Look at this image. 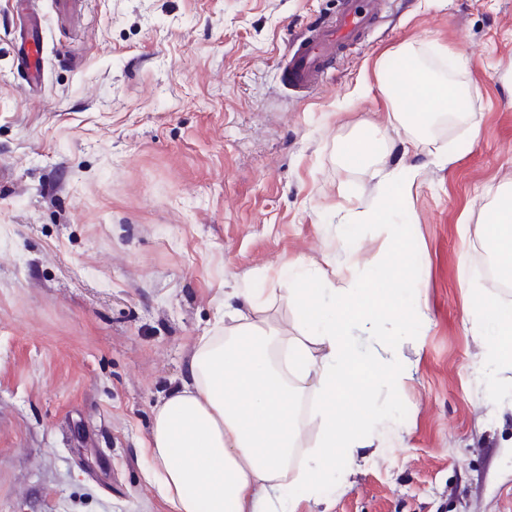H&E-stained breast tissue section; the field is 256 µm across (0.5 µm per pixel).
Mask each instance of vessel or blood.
Masks as SVG:
<instances>
[{
    "label": "vessel or blood",
    "mask_w": 512,
    "mask_h": 512,
    "mask_svg": "<svg viewBox=\"0 0 512 512\" xmlns=\"http://www.w3.org/2000/svg\"><path fill=\"white\" fill-rule=\"evenodd\" d=\"M382 0H345L334 21L320 26L311 37L293 43L287 79L291 87L312 90L344 47L369 29L381 10Z\"/></svg>",
    "instance_id": "vessel-or-blood-1"
}]
</instances>
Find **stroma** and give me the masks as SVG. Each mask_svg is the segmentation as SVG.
I'll list each match as a JSON object with an SVG mask.
<instances>
[{
  "label": "stroma",
  "mask_w": 512,
  "mask_h": 512,
  "mask_svg": "<svg viewBox=\"0 0 512 512\" xmlns=\"http://www.w3.org/2000/svg\"><path fill=\"white\" fill-rule=\"evenodd\" d=\"M43 15V77L0 0V512H171L145 478L151 409L225 300L253 288L283 334L289 257L337 287L396 271L430 314L376 386L396 430L354 467L290 487L301 512H512V367L490 372L469 312L512 301L479 276L512 184V0H383L319 87L283 75L339 0H82ZM460 92L461 118L401 125L383 91L401 46ZM375 125L374 157L341 147ZM413 180L381 213L387 173ZM468 263H461V251Z\"/></svg>",
  "instance_id": "1"
}]
</instances>
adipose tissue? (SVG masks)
<instances>
[{
    "instance_id": "obj_1",
    "label": "adipose tissue",
    "mask_w": 512,
    "mask_h": 512,
    "mask_svg": "<svg viewBox=\"0 0 512 512\" xmlns=\"http://www.w3.org/2000/svg\"><path fill=\"white\" fill-rule=\"evenodd\" d=\"M399 80L424 88L415 122L428 124L452 111L455 88L432 81L424 71L400 72ZM496 268L512 281V203L500 204L486 225ZM282 272L295 286L282 296L303 325L284 336L267 325L252 289L243 298L256 319L225 308L223 334L200 337L180 382L154 407L142 452L148 481L172 512H295L287 484L311 485L317 476L347 486L348 467L373 438L361 422L377 416L370 389L399 390L409 377L397 348L410 321L428 324L405 279L376 270L369 287L339 288L326 270L284 260ZM474 324L496 358L512 350V303H478ZM310 385L324 402V442L296 475L288 465L298 446V391ZM345 448L346 467L336 450Z\"/></svg>"
}]
</instances>
